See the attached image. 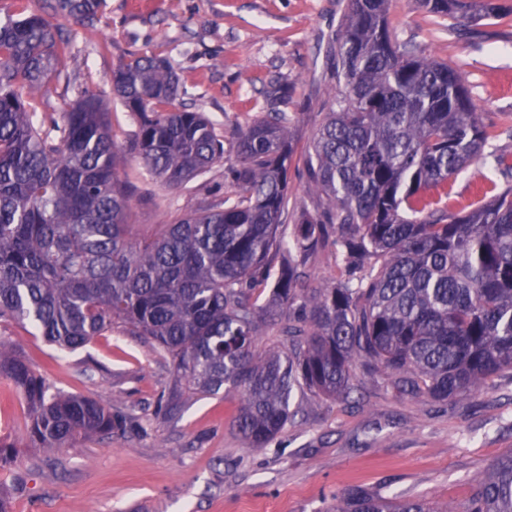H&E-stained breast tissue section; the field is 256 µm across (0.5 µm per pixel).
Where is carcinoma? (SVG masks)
Here are the masks:
<instances>
[{
  "label": "carcinoma",
  "mask_w": 512,
  "mask_h": 512,
  "mask_svg": "<svg viewBox=\"0 0 512 512\" xmlns=\"http://www.w3.org/2000/svg\"><path fill=\"white\" fill-rule=\"evenodd\" d=\"M0 24V324L30 325L76 350L121 324L172 360L175 386L240 393L239 432L266 445L306 387L347 394L363 369L402 396L451 401L512 378V163L495 123L460 72L393 40L392 0H349L329 55L343 89L297 155V116L277 108L232 136L182 102L170 63L141 54L112 71V91L138 122L115 145L101 96L85 90L58 116L34 102L65 66L50 17L94 26L100 0H23ZM439 18L512 15L498 0H416ZM132 154L170 188L224 167V197L139 234ZM492 166L474 201L453 212L448 181ZM317 200L289 216L290 170ZM334 252L338 275L313 287L309 265ZM285 348L254 358L265 327ZM0 376L29 407V440L60 448L109 435L126 419L77 394H52L41 373L0 340ZM336 512H438L353 486ZM465 512H512V456L480 482Z\"/></svg>",
  "instance_id": "carcinoma-1"
}]
</instances>
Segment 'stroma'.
Here are the masks:
<instances>
[{
  "label": "stroma",
  "mask_w": 512,
  "mask_h": 512,
  "mask_svg": "<svg viewBox=\"0 0 512 512\" xmlns=\"http://www.w3.org/2000/svg\"><path fill=\"white\" fill-rule=\"evenodd\" d=\"M347 10L348 0H102L94 29L61 22L68 66L49 76L38 111L61 112L83 88L96 90L114 141L126 146L137 124L113 98L110 78L122 63L153 53L174 67L188 102L229 125L255 112L274 83L288 84L303 153L338 86L327 50ZM390 25L398 42L460 68L498 127L499 152L512 156V23L443 20L415 0H396ZM122 175L152 195L132 205L141 233L224 194L220 167L170 188L130 156ZM0 335L52 391L94 398L127 419L109 436L35 448L27 403L0 377V396L10 399L0 439L17 447L15 463L0 471L10 512H333L337 495L354 485L464 512L492 465L512 455L507 379L438 403L399 397L357 369L351 401L298 389L293 420L251 448L235 427L239 394L175 390L169 356L145 337L116 326L63 351L14 323Z\"/></svg>",
  "instance_id": "stroma-1"
}]
</instances>
